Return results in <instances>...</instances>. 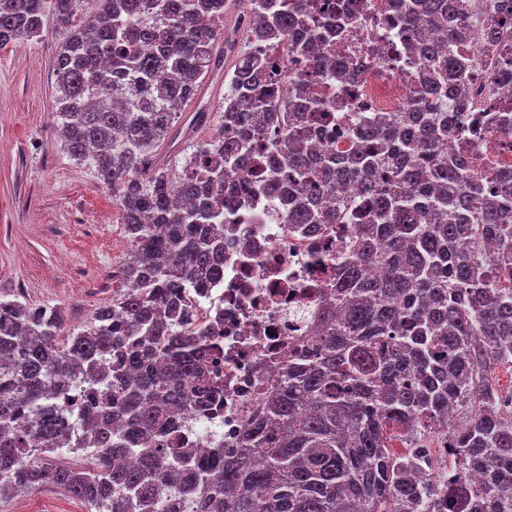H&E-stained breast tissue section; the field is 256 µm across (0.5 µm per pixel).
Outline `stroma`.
I'll list each match as a JSON object with an SVG mask.
<instances>
[{"instance_id":"stroma-1","label":"stroma","mask_w":512,"mask_h":512,"mask_svg":"<svg viewBox=\"0 0 512 512\" xmlns=\"http://www.w3.org/2000/svg\"><path fill=\"white\" fill-rule=\"evenodd\" d=\"M62 31L0 47V292L61 307L67 328L111 302L130 240L124 214L95 169L69 155L55 121ZM0 512H86L44 487L0 501Z\"/></svg>"}]
</instances>
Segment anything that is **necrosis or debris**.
<instances>
[{
	"label": "necrosis or debris",
	"mask_w": 512,
	"mask_h": 512,
	"mask_svg": "<svg viewBox=\"0 0 512 512\" xmlns=\"http://www.w3.org/2000/svg\"><path fill=\"white\" fill-rule=\"evenodd\" d=\"M394 2L352 0L357 17L343 26L342 41L331 52L358 70L356 89L372 112L402 111L418 84L412 39L395 28ZM463 49L476 61L472 109L511 105L512 84L492 82L499 61L485 52L481 37L470 33ZM362 119V113L337 107L333 124L313 139L317 151L351 153ZM448 149L468 152L478 175L512 168V137L492 128L470 143L450 138ZM242 179L239 173L224 178V277L191 300L196 325L210 329L219 346L224 403L216 416H199L193 428L176 430L177 448L197 444L215 421L225 449L240 447L265 398L278 391L290 348L313 339L318 315L332 300L339 259L353 246L351 227L287 223L285 188L244 194Z\"/></svg>",
	"instance_id": "1"
}]
</instances>
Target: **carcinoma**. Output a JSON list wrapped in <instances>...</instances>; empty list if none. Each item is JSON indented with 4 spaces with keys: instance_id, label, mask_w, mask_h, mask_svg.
<instances>
[{
    "instance_id": "1",
    "label": "carcinoma",
    "mask_w": 512,
    "mask_h": 512,
    "mask_svg": "<svg viewBox=\"0 0 512 512\" xmlns=\"http://www.w3.org/2000/svg\"><path fill=\"white\" fill-rule=\"evenodd\" d=\"M79 2L0 0V46L40 36L49 18L65 31L56 122L122 207L131 252L111 302L70 332L59 307L0 294V500L55 486L88 512H434L442 491L392 448L441 435L448 512H512V411L488 384L512 366V170L484 179L448 152L474 69L454 50L467 0H400L423 83L405 111L359 128L347 155L306 142L327 102L306 97L305 77L343 78L313 51L317 0H239L250 48L288 40L293 80L285 91L275 61L239 54L220 129L180 172L153 159L210 124L187 107L224 75L226 0H97L84 17ZM509 29L507 12L488 19L485 51L500 55ZM263 147L288 169V223L352 224L354 245L315 345L291 355L246 447L168 448L173 413L219 398L217 347L188 323L186 297L224 278L213 194ZM71 387L75 401H55ZM62 448L81 460L52 462Z\"/></svg>"
}]
</instances>
